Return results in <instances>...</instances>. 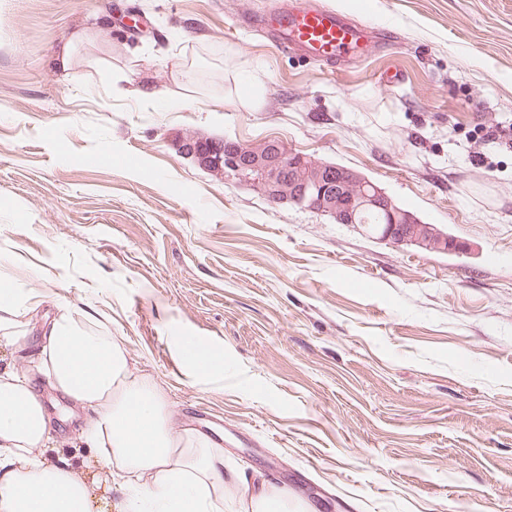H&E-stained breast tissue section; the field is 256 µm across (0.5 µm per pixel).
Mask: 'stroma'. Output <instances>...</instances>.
I'll return each instance as SVG.
<instances>
[{"instance_id": "35a3bbf8", "label": "stroma", "mask_w": 512, "mask_h": 512, "mask_svg": "<svg viewBox=\"0 0 512 512\" xmlns=\"http://www.w3.org/2000/svg\"><path fill=\"white\" fill-rule=\"evenodd\" d=\"M265 2L0 0L11 274L39 268L45 311L96 313L179 421L314 512H512V148L470 153L477 125L512 119V0H320L395 37L342 69L246 30ZM185 132L282 140L470 249L397 250L272 204L178 154ZM181 336L223 376L192 379Z\"/></svg>"}]
</instances>
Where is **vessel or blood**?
Here are the masks:
<instances>
[{
  "mask_svg": "<svg viewBox=\"0 0 512 512\" xmlns=\"http://www.w3.org/2000/svg\"><path fill=\"white\" fill-rule=\"evenodd\" d=\"M253 25L282 51L331 66L352 59L361 39L373 41L385 36L384 30H366L317 0H268L255 15Z\"/></svg>",
  "mask_w": 512,
  "mask_h": 512,
  "instance_id": "b4317fda",
  "label": "vessel or blood"
}]
</instances>
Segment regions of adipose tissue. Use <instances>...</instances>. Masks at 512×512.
I'll return each instance as SVG.
<instances>
[{"label": "adipose tissue", "instance_id": "1", "mask_svg": "<svg viewBox=\"0 0 512 512\" xmlns=\"http://www.w3.org/2000/svg\"><path fill=\"white\" fill-rule=\"evenodd\" d=\"M44 301L0 266V349L39 348L29 368L0 365V512H311L285 488L250 485L206 436L175 429L166 392L100 320L65 309L32 324ZM177 354L196 378L223 371L194 337H180ZM42 376L87 412L77 433L93 450L84 467L51 454ZM115 481L114 501L102 490Z\"/></svg>", "mask_w": 512, "mask_h": 512}]
</instances>
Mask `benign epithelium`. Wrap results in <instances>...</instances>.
<instances>
[{"instance_id":"1","label":"benign epithelium","mask_w":512,"mask_h":512,"mask_svg":"<svg viewBox=\"0 0 512 512\" xmlns=\"http://www.w3.org/2000/svg\"><path fill=\"white\" fill-rule=\"evenodd\" d=\"M173 146L215 179L248 186L273 204L304 209L313 203L314 212L341 224H357L361 212L380 210L386 223L377 240L395 249L433 247L441 254L469 249L438 225L424 224L414 212L397 208L368 177L357 172L354 182H344L336 164L295 152L278 139L226 147L222 137L183 133L173 139Z\"/></svg>"}]
</instances>
